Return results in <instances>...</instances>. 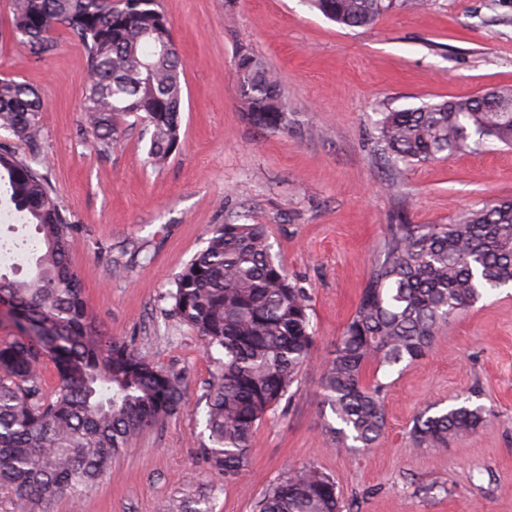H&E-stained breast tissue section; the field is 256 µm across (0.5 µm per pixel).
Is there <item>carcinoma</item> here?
<instances>
[{"label": "carcinoma", "mask_w": 512, "mask_h": 512, "mask_svg": "<svg viewBox=\"0 0 512 512\" xmlns=\"http://www.w3.org/2000/svg\"><path fill=\"white\" fill-rule=\"evenodd\" d=\"M327 19L366 27L397 0H311ZM9 34L37 60L68 33L88 73L82 134L106 154L128 118L149 135L147 163L160 170L181 145L184 64L159 0H8ZM247 120L288 130V93L280 76L249 49L237 54ZM479 96L381 113L377 131L394 164L431 161L489 140L512 145V87ZM43 101L25 81L0 77V129L37 145ZM0 180L9 201L35 225L41 245L28 274L0 273V301L19 335L0 339V486L46 512L58 496L79 505L139 434L184 408L181 374L160 368L145 346L106 336L70 262L78 231L40 163L0 145ZM512 287V199L460 211L450 224H413L396 214L352 317L325 360L319 388L335 422L323 434L376 450L386 430L385 383L369 370L391 369L429 354L440 331L484 292ZM170 313L222 354L206 393L209 468L232 478L250 463L262 418L290 398L314 344L305 289L297 286L264 224H216L168 292ZM57 383L44 388L41 367ZM465 400L426 407L410 431L417 448H446L484 422ZM255 512H351L335 481L315 466L288 474L256 502Z\"/></svg>", "instance_id": "carcinoma-1"}]
</instances>
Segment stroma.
I'll use <instances>...</instances> for the list:
<instances>
[{"label":"stroma","mask_w":512,"mask_h":512,"mask_svg":"<svg viewBox=\"0 0 512 512\" xmlns=\"http://www.w3.org/2000/svg\"><path fill=\"white\" fill-rule=\"evenodd\" d=\"M184 62L182 146L159 171L142 125L110 152L87 144L88 74L68 35L44 61L0 39V74L33 84L44 103L38 148L0 130V143L39 154L80 231L71 263L107 336L149 346L186 375L185 409L140 434L112 461L78 512H254V501L305 465L330 475L355 512H512V287L491 290L453 319L419 361L380 372L387 427L378 451L335 446L319 378L353 315L397 210L414 224H448L492 197L512 198V147L414 162L394 175L376 143L380 113L512 85V0H426L367 28H344L309 0H160ZM281 72L287 131L245 120L235 72L240 48ZM398 178L399 192L386 184ZM266 225L273 251L310 296L316 341L287 405L266 415L249 467L226 479L203 454L199 404L217 370L166 294L212 225ZM111 245L104 254L103 245ZM122 271H115V264ZM468 399L484 423L447 448L414 447L425 406Z\"/></svg>","instance_id":"35a3bbf8"}]
</instances>
